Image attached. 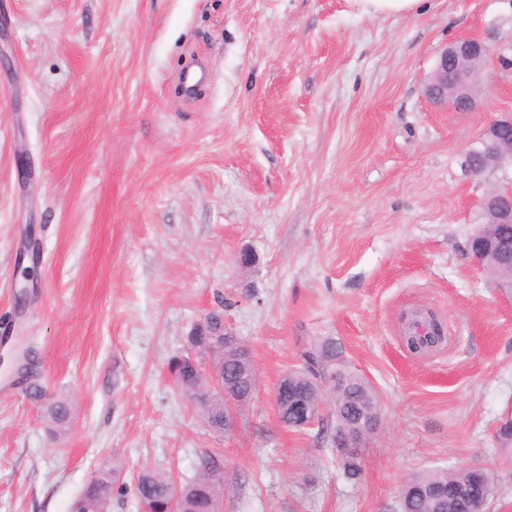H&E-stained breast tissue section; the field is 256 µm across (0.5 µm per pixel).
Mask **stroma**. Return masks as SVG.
<instances>
[{
  "label": "stroma",
  "instance_id": "obj_1",
  "mask_svg": "<svg viewBox=\"0 0 512 512\" xmlns=\"http://www.w3.org/2000/svg\"><path fill=\"white\" fill-rule=\"evenodd\" d=\"M464 36L497 57L478 107L446 112L425 82ZM196 59L209 75L187 103ZM505 112L512 0L384 19L347 0H0V512H69L105 463L110 512H138L143 467L187 482L207 454L222 512H393L408 477L460 467L494 469L491 512H512L494 440L512 412V291L467 251L512 163L462 165ZM28 223L37 285L20 310ZM218 310L256 369L224 434L169 372ZM308 336L379 396L355 483L318 427L276 412Z\"/></svg>",
  "mask_w": 512,
  "mask_h": 512
}]
</instances>
